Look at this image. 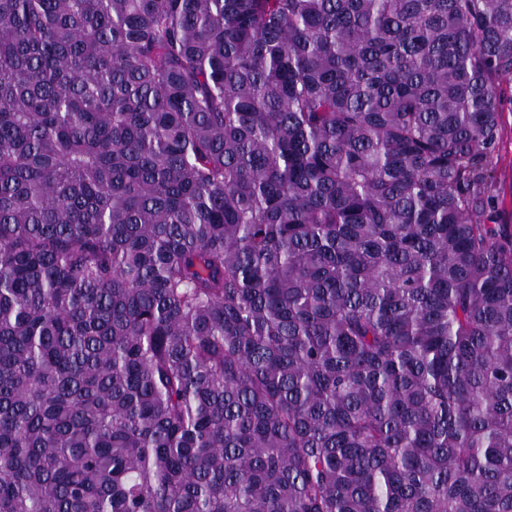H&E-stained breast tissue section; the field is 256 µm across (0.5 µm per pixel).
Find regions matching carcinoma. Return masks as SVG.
I'll use <instances>...</instances> for the list:
<instances>
[{
    "instance_id": "carcinoma-1",
    "label": "carcinoma",
    "mask_w": 512,
    "mask_h": 512,
    "mask_svg": "<svg viewBox=\"0 0 512 512\" xmlns=\"http://www.w3.org/2000/svg\"><path fill=\"white\" fill-rule=\"evenodd\" d=\"M512 0H0V512H512ZM504 89H506L505 95L501 100V136L497 156L494 158L495 175L499 187L496 208L505 220H510L512 214V83L504 84Z\"/></svg>"
}]
</instances>
